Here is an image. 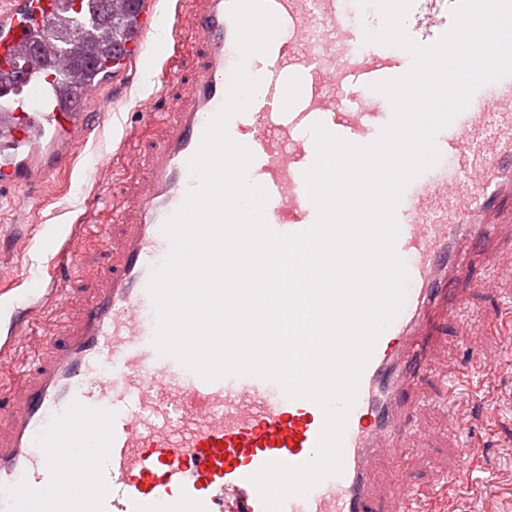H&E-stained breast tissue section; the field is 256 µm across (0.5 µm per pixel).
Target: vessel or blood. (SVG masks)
Instances as JSON below:
<instances>
[{"label":"vessel or blood","instance_id":"obj_1","mask_svg":"<svg viewBox=\"0 0 512 512\" xmlns=\"http://www.w3.org/2000/svg\"><path fill=\"white\" fill-rule=\"evenodd\" d=\"M416 40L451 26L454 0H420ZM280 30L267 54L248 58L264 91L232 116V140L253 155L250 179L268 194L275 231L298 233L316 220L303 173L314 162L317 122L357 145L392 119L375 82L405 74L399 48L373 45L349 19L351 0H268ZM65 0H0V190L71 170L91 124L89 103L112 109L98 86L55 82L72 61L32 54ZM231 0H189L187 15H160L144 0L139 31L125 50L166 84L189 74L187 90L137 159L143 176L123 194L112 249L81 303L45 332L19 384L0 380V512H267L250 477L264 464L298 465L315 448L324 416L270 381L208 382L152 343L156 312L147 286L167 256L162 226L198 184L187 162L223 105L238 60ZM438 163L414 179L396 208V251L409 281L405 303L378 338L343 438L344 469L283 512H372L374 463L389 455L403 474L422 401L436 316L457 317L454 287L478 255L502 269L498 227L512 223V76L481 86L436 136ZM85 225L70 228L54 255L77 268ZM392 512H423L395 481Z\"/></svg>","mask_w":512,"mask_h":512}]
</instances>
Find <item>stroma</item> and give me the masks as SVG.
Here are the masks:
<instances>
[{
    "mask_svg": "<svg viewBox=\"0 0 512 512\" xmlns=\"http://www.w3.org/2000/svg\"><path fill=\"white\" fill-rule=\"evenodd\" d=\"M112 96V111L102 113L81 151V159L95 160L108 155L111 165L100 167L94 179L81 172L57 174L37 191L13 189L0 193V235L18 230L26 233V242L0 248V291L17 293L22 279L42 273L53 253L44 240L47 230L65 231L72 224H95L99 231L81 244L83 266L79 277L83 287H91L97 266L101 265L109 245L113 195L120 186L116 167H129L140 143L126 140L128 128L137 125L140 103L149 97L165 103L173 90L145 82L142 70L127 66L113 75L106 90ZM490 273L488 266L475 262L471 273L459 286L465 315L485 331L471 346L462 345L455 319L438 322L433 328L434 357L425 373L421 390L428 404L416 420L415 447L405 473L407 483L415 485L422 500L436 497L445 477L464 482L473 478L482 497L485 512H512V352L491 329V322L502 309V299L512 296V273L500 272L499 294L481 288L480 282ZM462 365L473 376L488 375L484 385L462 390V401L472 407H484L493 413L492 420L475 417L465 431L455 434L448 429V411L440 403L441 378L450 367ZM476 443L482 466L467 472L458 450Z\"/></svg>",
    "mask_w": 512,
    "mask_h": 512,
    "instance_id": "1",
    "label": "stroma"
}]
</instances>
